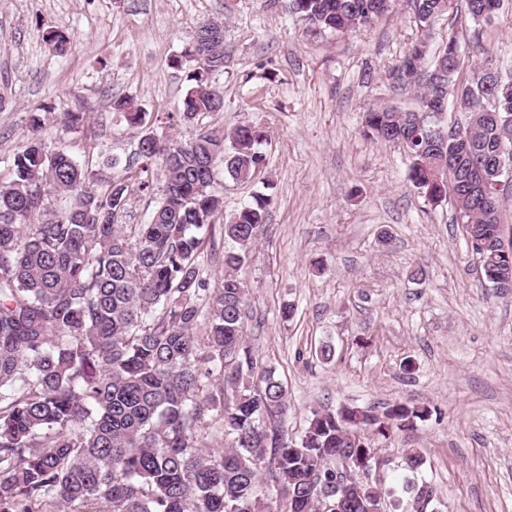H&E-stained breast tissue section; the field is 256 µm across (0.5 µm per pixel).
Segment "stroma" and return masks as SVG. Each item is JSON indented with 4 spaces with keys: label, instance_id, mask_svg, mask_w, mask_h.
Segmentation results:
<instances>
[{
    "label": "stroma",
    "instance_id": "obj_1",
    "mask_svg": "<svg viewBox=\"0 0 512 512\" xmlns=\"http://www.w3.org/2000/svg\"><path fill=\"white\" fill-rule=\"evenodd\" d=\"M205 18L224 23V70L213 77L224 110L195 123L180 115L195 68L185 51ZM57 28L73 41L63 57L45 39ZM456 30L512 61V8L479 27L445 16L434 45ZM416 32L405 0L369 31L318 38L288 0H0V180L40 110L48 140L96 176L112 175V158L136 161L146 131L113 110L116 97L152 117L175 113L151 129L169 138L263 122L261 177L276 203L240 275L247 341L287 389L289 437L345 405L429 407L413 431L374 441L393 458L369 475L391 492L384 512L422 483L434 512H512V297L485 286L452 205H427L403 149L362 135L369 107H415L379 75ZM67 111L82 122L65 127ZM409 448L425 458L418 470L403 462Z\"/></svg>",
    "mask_w": 512,
    "mask_h": 512
}]
</instances>
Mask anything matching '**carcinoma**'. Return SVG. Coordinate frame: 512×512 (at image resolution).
<instances>
[{"mask_svg": "<svg viewBox=\"0 0 512 512\" xmlns=\"http://www.w3.org/2000/svg\"><path fill=\"white\" fill-rule=\"evenodd\" d=\"M455 0H407L417 36L381 75L413 93V110L378 106L363 136L393 143L412 159L409 180L430 204L452 203L483 282L512 295V223L500 219L511 186L500 189L499 160L512 163V66L475 36L452 32L432 62V30ZM476 25L507 0H464ZM395 0H290L313 34L368 30ZM64 56L69 36H48ZM478 58L462 71L463 51ZM186 56L197 63L183 101L187 119L224 109L211 76L224 70V27L198 23ZM465 114L441 126L430 108L442 94ZM128 122L146 123L131 98L117 101ZM263 126L227 132L198 127L181 139L148 132L138 167L94 180L44 135L34 112L14 153L13 178L0 183V512H319L318 483L336 491V460L371 464L370 442L351 448L349 430L385 440L414 430L431 410L395 402L378 415L343 406L317 412L298 442L281 419L283 383L258 368L246 337L247 297L238 272L273 204V185L223 216L212 192L218 168L253 181L266 165ZM165 170L150 220L119 224L130 197L153 191L152 166ZM65 201L62 210L58 202ZM223 223L224 275L208 287L214 226ZM220 429L228 445L205 440ZM280 495L276 508L265 492ZM382 488L362 485L344 512H371Z\"/></svg>", "mask_w": 512, "mask_h": 512, "instance_id": "obj_1", "label": "carcinoma"}]
</instances>
